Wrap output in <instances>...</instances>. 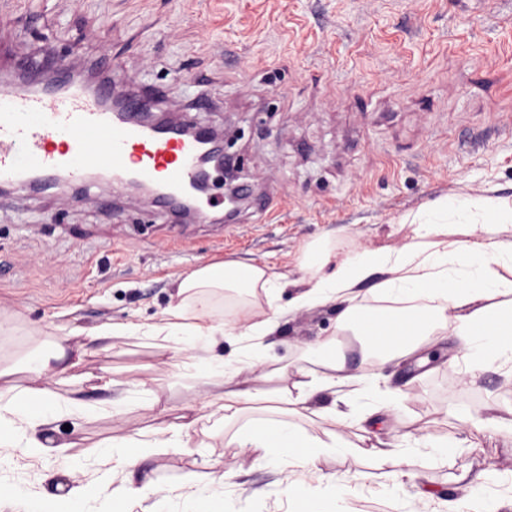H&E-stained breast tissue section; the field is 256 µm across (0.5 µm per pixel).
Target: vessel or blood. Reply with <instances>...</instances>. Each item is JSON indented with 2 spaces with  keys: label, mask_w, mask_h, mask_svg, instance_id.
<instances>
[{
  "label": "vessel or blood",
  "mask_w": 512,
  "mask_h": 512,
  "mask_svg": "<svg viewBox=\"0 0 512 512\" xmlns=\"http://www.w3.org/2000/svg\"><path fill=\"white\" fill-rule=\"evenodd\" d=\"M111 96V82L79 78L66 62L48 72L19 69L0 89V191L53 187L64 194L95 178L121 191L136 182L153 189L157 206L209 221L223 198L191 193L206 140L175 123L133 119L145 95H126L117 105Z\"/></svg>",
  "instance_id": "1"
}]
</instances>
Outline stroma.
Wrapping results in <instances>:
<instances>
[{
	"instance_id": "stroma-1",
	"label": "stroma",
	"mask_w": 512,
	"mask_h": 512,
	"mask_svg": "<svg viewBox=\"0 0 512 512\" xmlns=\"http://www.w3.org/2000/svg\"><path fill=\"white\" fill-rule=\"evenodd\" d=\"M200 15L208 30L196 25ZM54 54L114 76L120 88H163L155 109L176 121L241 130L234 152L243 180L286 206L270 222L250 208L228 224L216 211L210 223L187 224L188 242L163 249L156 239L178 224L150 200L103 184L77 202L0 195V322L25 328L35 344L107 321H159L172 282L206 262L292 272L299 252L323 237L342 251L401 247L413 228L400 216L446 193L492 187L512 199V0H0V78L21 62L51 69ZM337 313L334 305L301 312L282 326L245 416L285 415L321 435L323 420L279 397L301 380L289 343L330 335ZM340 341L352 372L404 392L396 411L345 428L346 451L319 463L364 476L349 512H396L391 478L368 449L379 438L424 434L446 441L448 458L419 449L402 467L408 497H432L441 510L456 499L462 512H512V433L463 426L451 411L456 337L381 366L362 362L350 335ZM165 360L147 338H115L90 344L84 370L109 367L116 393L155 378L177 409L208 399L211 387L172 381ZM168 422L132 404L115 416L92 413L78 421L76 452ZM239 426L213 429L208 447L144 459L136 480L157 491L133 512H166L165 487L204 485L216 470L234 493L226 504L206 502V512H334L318 500L314 476L282 494L276 469L250 467V449L234 441ZM482 471L493 480L462 493L461 476Z\"/></svg>"
}]
</instances>
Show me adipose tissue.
Returning a JSON list of instances; mask_svg holds the SVG:
<instances>
[{"instance_id":"ef3b65f1","label":"adipose tissue","mask_w":512,"mask_h":512,"mask_svg":"<svg viewBox=\"0 0 512 512\" xmlns=\"http://www.w3.org/2000/svg\"><path fill=\"white\" fill-rule=\"evenodd\" d=\"M401 223L415 225L413 237L397 249H355L340 252L334 241L309 244L297 257L299 277L279 273L253 261L205 263L180 279L160 321L115 322L91 332H76L71 350L60 346L29 349L28 335L5 330L20 348L28 349L24 371L29 382L12 381V367L0 359V512H110L113 502L144 500L146 487L137 485L139 462L158 448H199L211 427L224 423L232 404L248 401L252 375L273 356L269 336L302 311L339 307L336 332L292 344L294 363L328 368V375L302 381L284 402L308 408L317 395H340L359 420L382 409H393L400 390L383 387L371 377L347 373L337 355V335L353 330L366 342V358L383 364L406 357L451 334L463 344V375L475 378L489 365L505 367L512 353V236H491L493 224H512V201L492 195L443 194L406 212ZM293 289L287 306L279 295ZM121 336H146L168 352L171 376L187 375L219 385L201 407L188 408L179 422L146 437L129 435L113 443L95 460L64 453L56 435L62 419L91 412L78 393L56 389L57 366L83 364L87 341ZM231 354H224L225 340ZM464 422L512 430V404L492 397L459 403ZM241 447L252 449V465L276 466L280 484L291 488L298 471H313L321 456L344 447L342 433L325 439L304 435L290 421L256 418L238 432ZM52 461L68 472L85 473L88 466L123 478L112 491L72 486L65 497L48 501L32 489L37 462ZM231 490L223 476L198 487L180 486L170 495L169 512H201L205 499Z\"/></svg>"}]
</instances>
